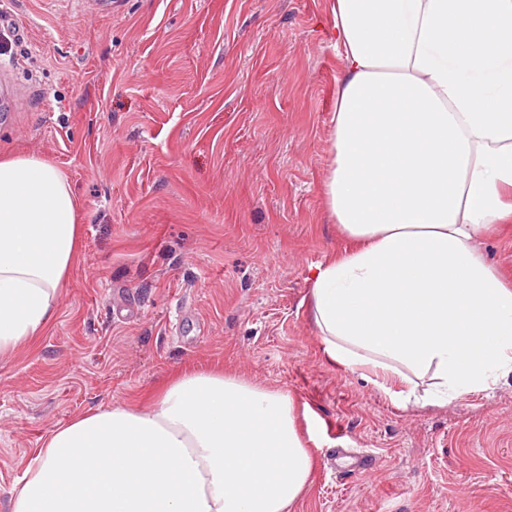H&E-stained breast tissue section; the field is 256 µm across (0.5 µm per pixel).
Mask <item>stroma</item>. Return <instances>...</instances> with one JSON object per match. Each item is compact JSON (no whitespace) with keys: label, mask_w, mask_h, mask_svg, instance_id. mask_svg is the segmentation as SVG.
I'll use <instances>...</instances> for the list:
<instances>
[{"label":"stroma","mask_w":512,"mask_h":512,"mask_svg":"<svg viewBox=\"0 0 512 512\" xmlns=\"http://www.w3.org/2000/svg\"><path fill=\"white\" fill-rule=\"evenodd\" d=\"M331 6L0 0V156L50 159L83 228L54 323L0 357V512L56 427L217 365L307 410L289 512H512V376L405 405L309 321L311 268L347 246L322 194Z\"/></svg>","instance_id":"35a3bbf8"}]
</instances>
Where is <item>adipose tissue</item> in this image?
I'll list each match as a JSON object with an SVG mask.
<instances>
[{
    "label": "adipose tissue",
    "instance_id": "adipose-tissue-1",
    "mask_svg": "<svg viewBox=\"0 0 512 512\" xmlns=\"http://www.w3.org/2000/svg\"><path fill=\"white\" fill-rule=\"evenodd\" d=\"M342 57L322 190L349 248L309 276L332 361L442 406L512 374V0H334ZM82 236L47 158L0 159V357L50 327ZM313 467L288 393L186 369L147 408L55 428L10 512H288ZM481 248L490 261L508 273H512V227L501 237L484 240Z\"/></svg>",
    "mask_w": 512,
    "mask_h": 512
}]
</instances>
